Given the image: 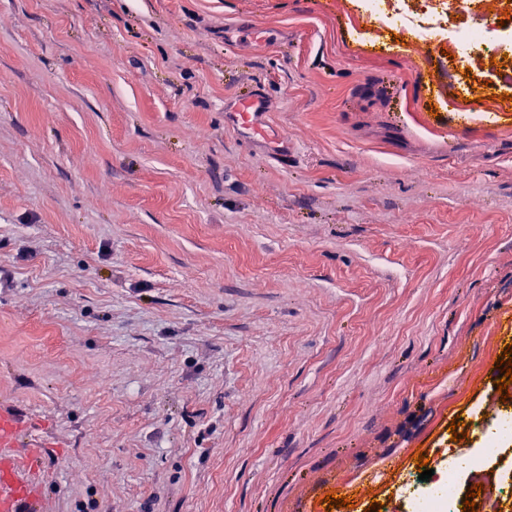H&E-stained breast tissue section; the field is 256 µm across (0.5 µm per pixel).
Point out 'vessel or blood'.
Instances as JSON below:
<instances>
[{
    "instance_id": "vessel-or-blood-1",
    "label": "vessel or blood",
    "mask_w": 512,
    "mask_h": 512,
    "mask_svg": "<svg viewBox=\"0 0 512 512\" xmlns=\"http://www.w3.org/2000/svg\"><path fill=\"white\" fill-rule=\"evenodd\" d=\"M226 119L252 140L268 129L260 96L253 91L234 102ZM42 457V449L29 446L22 420L0 408V512H42L47 490Z\"/></svg>"
}]
</instances>
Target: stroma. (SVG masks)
Segmentation results:
<instances>
[{
	"mask_svg": "<svg viewBox=\"0 0 512 512\" xmlns=\"http://www.w3.org/2000/svg\"><path fill=\"white\" fill-rule=\"evenodd\" d=\"M0 271L45 512H411L501 398L512 85L367 0H0ZM262 109L259 94L251 91L234 102L232 111L226 112V119L245 137L254 140L269 129L266 121L267 112H262Z\"/></svg>",
	"mask_w": 512,
	"mask_h": 512,
	"instance_id": "1",
	"label": "stroma"
}]
</instances>
